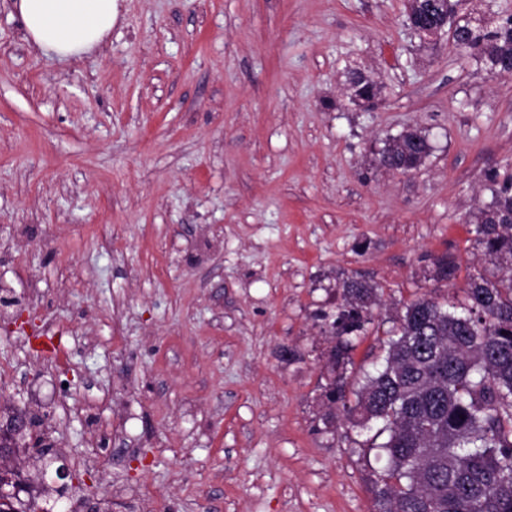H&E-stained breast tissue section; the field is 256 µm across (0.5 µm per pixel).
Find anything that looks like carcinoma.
Segmentation results:
<instances>
[{
  "label": "carcinoma",
  "mask_w": 512,
  "mask_h": 512,
  "mask_svg": "<svg viewBox=\"0 0 512 512\" xmlns=\"http://www.w3.org/2000/svg\"><path fill=\"white\" fill-rule=\"evenodd\" d=\"M465 0H420L427 30L455 29L465 50L486 69H512V14L459 16ZM351 68V97L380 88ZM418 131L399 135L376 163L405 172L430 155ZM492 201L475 216L477 242L494 271L467 282L468 304L421 298L404 306L386 342L381 367L348 390L345 373L355 339L374 323L378 289L357 279L342 285L345 306L322 315L335 344L326 356L328 398L348 418L381 424L378 448L387 467L374 483L376 512H512V177L495 183ZM442 256L436 276L455 277ZM28 487L0 474V512H26Z\"/></svg>",
  "instance_id": "obj_1"
}]
</instances>
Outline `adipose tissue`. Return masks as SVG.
<instances>
[{
	"mask_svg": "<svg viewBox=\"0 0 512 512\" xmlns=\"http://www.w3.org/2000/svg\"><path fill=\"white\" fill-rule=\"evenodd\" d=\"M25 37L39 52L67 60L101 43L117 17V0H16Z\"/></svg>",
	"mask_w": 512,
	"mask_h": 512,
	"instance_id": "ef3b65f1",
	"label": "adipose tissue"
}]
</instances>
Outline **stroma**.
I'll use <instances>...</instances> for the list:
<instances>
[{
    "mask_svg": "<svg viewBox=\"0 0 512 512\" xmlns=\"http://www.w3.org/2000/svg\"><path fill=\"white\" fill-rule=\"evenodd\" d=\"M406 6L118 0L111 34L59 62L0 0V425L39 416L63 451L54 512H374L373 430L322 423L321 315L343 280L378 287L347 374L374 372L405 304L464 303L474 216L512 175V74L420 41ZM355 67L373 109L347 97ZM408 129L424 163L378 167Z\"/></svg>",
    "mask_w": 512,
    "mask_h": 512,
    "instance_id": "stroma-1",
    "label": "stroma"
}]
</instances>
